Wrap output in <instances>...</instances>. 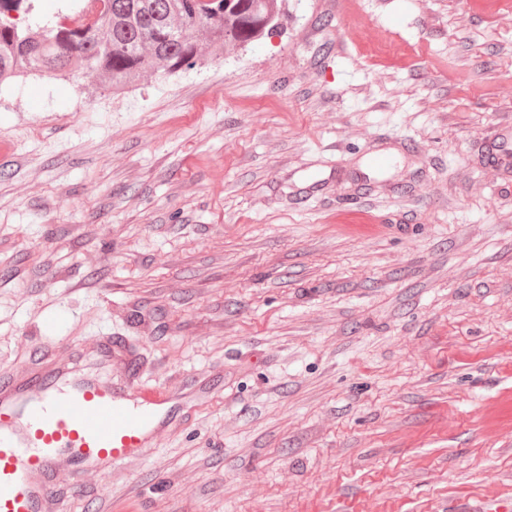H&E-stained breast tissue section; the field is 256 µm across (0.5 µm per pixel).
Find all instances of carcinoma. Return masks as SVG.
Masks as SVG:
<instances>
[{"mask_svg":"<svg viewBox=\"0 0 512 512\" xmlns=\"http://www.w3.org/2000/svg\"><path fill=\"white\" fill-rule=\"evenodd\" d=\"M285 0H102L96 21L66 28L51 18L32 29L11 13L39 20L35 0H0V84L77 66L122 91L149 70L173 74L204 60L203 49L244 48L283 30Z\"/></svg>","mask_w":512,"mask_h":512,"instance_id":"carcinoma-1","label":"carcinoma"}]
</instances>
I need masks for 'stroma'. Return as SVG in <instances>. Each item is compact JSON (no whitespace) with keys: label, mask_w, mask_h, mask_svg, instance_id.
Instances as JSON below:
<instances>
[{"label":"stroma","mask_w":512,"mask_h":512,"mask_svg":"<svg viewBox=\"0 0 512 512\" xmlns=\"http://www.w3.org/2000/svg\"><path fill=\"white\" fill-rule=\"evenodd\" d=\"M285 9L119 94L0 89V370L117 336L178 397L62 512L512 499V7Z\"/></svg>","instance_id":"1"}]
</instances>
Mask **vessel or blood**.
<instances>
[{"label": "vessel or blood", "mask_w": 512, "mask_h": 512, "mask_svg": "<svg viewBox=\"0 0 512 512\" xmlns=\"http://www.w3.org/2000/svg\"><path fill=\"white\" fill-rule=\"evenodd\" d=\"M174 399L162 384L126 392L77 375L50 345L0 373V512H50L59 469L81 475L139 453Z\"/></svg>", "instance_id": "b4317fda"}]
</instances>
